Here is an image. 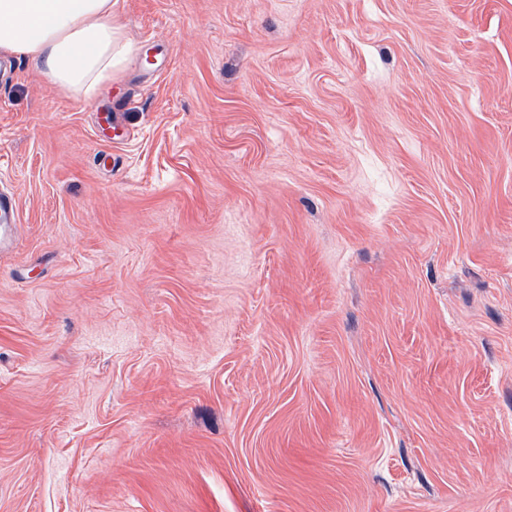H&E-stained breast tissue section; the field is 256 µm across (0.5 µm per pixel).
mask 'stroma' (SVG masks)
I'll list each match as a JSON object with an SVG mask.
<instances>
[{"label":"stroma","mask_w":512,"mask_h":512,"mask_svg":"<svg viewBox=\"0 0 512 512\" xmlns=\"http://www.w3.org/2000/svg\"><path fill=\"white\" fill-rule=\"evenodd\" d=\"M117 9L0 68V512H512V0ZM118 0H0V54L33 61L55 87L93 102L135 47ZM0 252L10 247L17 232L16 201L12 194L0 192Z\"/></svg>","instance_id":"stroma-1"}]
</instances>
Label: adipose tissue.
<instances>
[{"mask_svg":"<svg viewBox=\"0 0 512 512\" xmlns=\"http://www.w3.org/2000/svg\"><path fill=\"white\" fill-rule=\"evenodd\" d=\"M135 47L115 0H0V54L41 65L55 87L93 102Z\"/></svg>","mask_w":512,"mask_h":512,"instance_id":"1","label":"adipose tissue"}]
</instances>
